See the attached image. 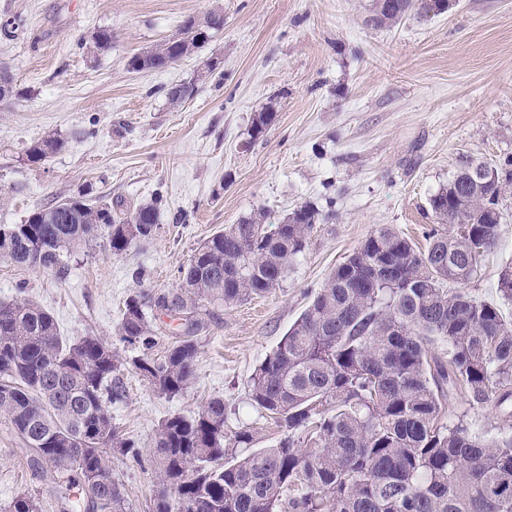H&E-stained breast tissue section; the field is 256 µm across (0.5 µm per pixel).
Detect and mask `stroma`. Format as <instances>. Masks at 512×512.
I'll use <instances>...</instances> for the list:
<instances>
[{"label":"stroma","mask_w":512,"mask_h":512,"mask_svg":"<svg viewBox=\"0 0 512 512\" xmlns=\"http://www.w3.org/2000/svg\"><path fill=\"white\" fill-rule=\"evenodd\" d=\"M373 0H0V68L14 92L0 100V224H21L75 194L123 220L162 197L158 228L120 255L92 245L59 274L0 261V303L28 299L62 336H95L132 356L119 327L126 300L177 288L178 269L213 232L261 212L278 224L302 205L318 210L305 250L279 286L216 309L200 338L197 380L183 396L158 395L133 371L119 374L112 422L142 451L112 471L131 512H147L159 483L151 461L160 422L223 399L227 425L253 426L259 446L282 433L249 403V378L276 348L329 273L387 226L426 247L428 200L460 155L512 158V0H451L439 15L408 13L392 28L368 22ZM213 11L224 27L169 68L137 72L129 59ZM112 50H90L98 30ZM220 66L207 72L205 62ZM196 79L175 107L165 91ZM275 114L251 139L255 116ZM66 148L40 163L27 150L49 134ZM494 248L464 289L512 316L497 285L512 270V192ZM497 437L492 405L455 395L445 420ZM49 498L27 451L0 416V512L21 492Z\"/></svg>","instance_id":"1"}]
</instances>
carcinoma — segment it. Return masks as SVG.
<instances>
[{"instance_id":"carcinoma-1","label":"carcinoma","mask_w":512,"mask_h":512,"mask_svg":"<svg viewBox=\"0 0 512 512\" xmlns=\"http://www.w3.org/2000/svg\"><path fill=\"white\" fill-rule=\"evenodd\" d=\"M413 0H374L371 23L393 27ZM224 27L184 21L180 36L129 59L134 71L166 68L202 48ZM184 82L166 92L175 106L195 96ZM274 113L253 121L263 136ZM47 136L28 150L36 163L62 149ZM459 157L448 185L429 198L439 223L426 250L388 227L338 264L276 348L255 367L249 400L285 432L257 448L256 431L227 429L224 400L158 426L153 459L159 490L151 512H512V433L486 439L464 419L443 418L449 391L471 406L512 405V319L459 288L497 241L500 199L512 159L493 165ZM471 224L455 225L459 207ZM319 213L304 205L280 224L258 213L209 236L180 268L182 287L125 302L122 358L104 341L60 336L53 316L29 300L0 305V414L30 462L55 489L57 512H127L112 457L139 458L119 435L107 404L124 396L119 373L132 370L160 395H183L197 378V335L213 309L276 287L302 253ZM158 203L118 224L112 206L60 198L23 224H0V259L61 272L77 249L103 239L115 255L157 228ZM452 228H446V225ZM192 315L153 355L161 336L146 309ZM445 346L440 354L436 345ZM23 493L7 512H42Z\"/></svg>"}]
</instances>
